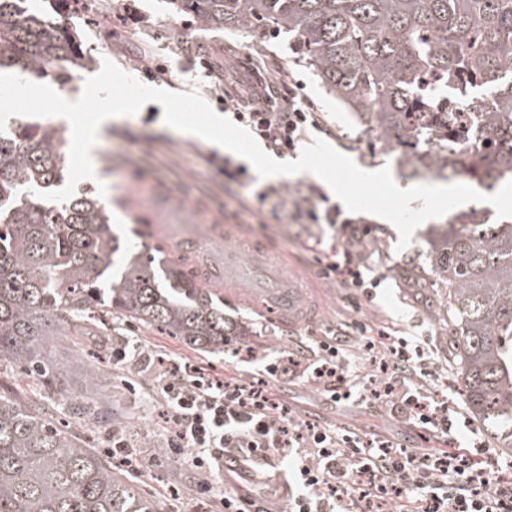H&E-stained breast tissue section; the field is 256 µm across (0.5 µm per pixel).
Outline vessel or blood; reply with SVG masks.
I'll return each instance as SVG.
<instances>
[{
  "instance_id": "1",
  "label": "vessel or blood",
  "mask_w": 512,
  "mask_h": 512,
  "mask_svg": "<svg viewBox=\"0 0 512 512\" xmlns=\"http://www.w3.org/2000/svg\"><path fill=\"white\" fill-rule=\"evenodd\" d=\"M148 234L169 240L178 256L196 258L200 269V281L204 284L234 285L243 269H250L249 287L261 310L273 311L281 327L295 333L301 327L316 323L320 318V304L299 288L290 273H271L269 257L275 254L274 243L267 239L250 236L247 226L241 224H212L206 232L179 225L147 228ZM250 236L251 259H244L236 252L212 258L208 255L211 241Z\"/></svg>"
}]
</instances>
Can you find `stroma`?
I'll return each mask as SVG.
<instances>
[{"label":"stroma","mask_w":512,"mask_h":512,"mask_svg":"<svg viewBox=\"0 0 512 512\" xmlns=\"http://www.w3.org/2000/svg\"><path fill=\"white\" fill-rule=\"evenodd\" d=\"M123 2L141 16L140 24L114 26L105 33L96 21V12L87 10L73 17L81 42L94 50V62L90 69L74 72L72 81L60 88L61 96L78 97L85 79L99 72L106 58L138 79L144 76V66L164 67L166 73L155 85L173 92L205 91L213 63L243 62L262 75L284 69L296 81L298 94L318 108L323 119L319 139L351 157L362 169L392 167L399 187H410V180L396 169V155L371 145L357 118L321 83L294 40L272 35L261 27L244 33L198 30L172 17L165 0ZM162 115V106L150 102L136 115L113 118L99 129L92 161L97 179L106 185L114 201L113 231L127 224L236 222L276 243L281 252L304 256L309 271H316L315 259L307 254L303 242L311 235L331 240L334 231L330 225L261 224L247 217L237 203L244 188L225 187L214 165L215 159L223 158L224 149L183 136L165 125ZM355 219L359 226L372 230L368 240L356 246L380 279L372 296L338 287L332 280L314 279L312 287L324 292L322 317L291 335L277 320L256 310L246 291L225 294V314L250 324L252 335L241 337L240 342L256 347L258 359L240 361L228 349L200 356L163 333L132 325L112 314L106 318L107 335L53 342L51 358L60 365L77 358L90 362L102 352L111 356L110 362L96 368L92 375L66 379L65 402H54L45 384L7 365L0 366V386L18 390L22 401L32 400L48 408L50 416L72 432L79 447L102 449L110 432L121 434L138 466L133 469L120 461L116 472L122 479L133 481L141 495L153 498L159 512H219L225 491L223 477L212 475L213 490L209 497H201L196 492L200 474L189 459L164 451L170 431L161 390L166 362L197 356L217 372L230 369L241 380L254 382L265 378L264 364L279 361L290 352L303 363H312L316 343L325 334L344 326L364 325L406 339L409 357L423 362L427 369L425 383L437 399L448 403L452 438L460 446L478 451L480 459H494L502 468V476L512 478V469L506 467L507 455L498 453L495 439L476 427L462 399L458 362L452 349L453 327L448 319V290L428 270L427 225H420L411 244L401 249L397 246L398 231L387 220L367 213L356 214ZM121 348L126 351L125 359L114 360L115 350ZM268 381L301 419L354 428L408 449L432 444L427 430L395 418L364 395L362 387L352 388L348 399L333 403L325 400L310 375Z\"/></svg>","instance_id":"1"}]
</instances>
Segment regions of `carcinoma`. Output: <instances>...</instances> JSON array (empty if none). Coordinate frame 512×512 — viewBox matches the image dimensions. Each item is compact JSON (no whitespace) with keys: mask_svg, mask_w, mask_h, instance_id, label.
I'll list each match as a JSON object with an SVG mask.
<instances>
[{"mask_svg":"<svg viewBox=\"0 0 512 512\" xmlns=\"http://www.w3.org/2000/svg\"><path fill=\"white\" fill-rule=\"evenodd\" d=\"M198 29L265 25L290 36L322 84L356 113L371 143L396 153L412 178L429 174L489 192L512 181V0H167ZM69 22L28 0H0V72L64 85L88 68ZM479 79L467 91L486 145L469 157L424 160L411 140L439 132L448 101L419 96L425 79ZM55 128L21 119L0 133V365L51 376L91 372L81 359L49 369L52 342L90 335L98 306L200 351L249 328L224 317V296L164 249L117 265L118 237L89 192L64 202L44 191L64 179ZM428 265L448 286L463 400L512 455V221L471 208L429 229ZM0 512H155L115 475L112 459L80 448L42 409L0 392Z\"/></svg>","mask_w":512,"mask_h":512,"instance_id":"cac0c4a2","label":"carcinoma"}]
</instances>
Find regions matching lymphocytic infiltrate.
<instances>
[{
    "label": "lymphocytic infiltrate",
    "mask_w": 512,
    "mask_h": 512,
    "mask_svg": "<svg viewBox=\"0 0 512 512\" xmlns=\"http://www.w3.org/2000/svg\"><path fill=\"white\" fill-rule=\"evenodd\" d=\"M210 75V97L276 155L296 151L310 130L321 126L317 108L298 96L287 72L266 81L251 71L231 77L216 66ZM254 198L277 218L286 214L296 224L339 226L336 244L324 246L318 237L305 243L320 278L361 291L376 287V280L365 278L363 261L351 247L359 229L319 186L306 185L289 200L271 184ZM385 336L381 330L376 339L366 340L372 358L364 371L346 364L345 335L320 341L313 380L334 401L350 397L352 387L368 380L372 399L398 418L428 425L435 447L410 452L386 439L303 420L292 416L270 389L176 362L163 385L172 422L168 453L190 456L203 475L199 489L204 495L212 490L213 472L265 481L269 462L291 460L302 490L294 492L290 483H282L288 512H512V485L453 445L447 403L430 396L411 373L404 348L386 342Z\"/></svg>",
    "instance_id": "obj_1"
}]
</instances>
